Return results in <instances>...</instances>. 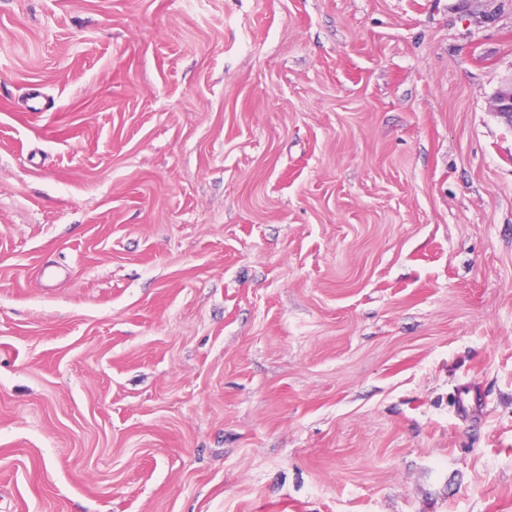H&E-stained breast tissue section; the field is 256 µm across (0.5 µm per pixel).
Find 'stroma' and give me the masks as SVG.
I'll use <instances>...</instances> for the list:
<instances>
[{
	"instance_id": "1",
	"label": "stroma",
	"mask_w": 512,
	"mask_h": 512,
	"mask_svg": "<svg viewBox=\"0 0 512 512\" xmlns=\"http://www.w3.org/2000/svg\"><path fill=\"white\" fill-rule=\"evenodd\" d=\"M512 0H0V512H512Z\"/></svg>"
}]
</instances>
